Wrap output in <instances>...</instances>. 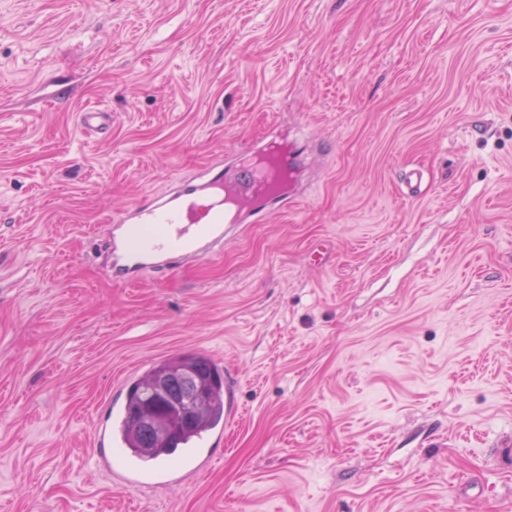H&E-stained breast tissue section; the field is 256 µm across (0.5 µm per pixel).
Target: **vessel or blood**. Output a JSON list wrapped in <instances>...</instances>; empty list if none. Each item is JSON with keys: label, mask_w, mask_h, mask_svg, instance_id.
I'll return each instance as SVG.
<instances>
[{"label": "vessel or blood", "mask_w": 512, "mask_h": 512, "mask_svg": "<svg viewBox=\"0 0 512 512\" xmlns=\"http://www.w3.org/2000/svg\"><path fill=\"white\" fill-rule=\"evenodd\" d=\"M287 168L288 159L279 152L265 169L238 167L234 182L215 176L124 212L112 227L116 275L127 279L150 268L171 271L207 257L224 242L225 198L242 203L279 198L278 174Z\"/></svg>", "instance_id": "b4317fda"}]
</instances>
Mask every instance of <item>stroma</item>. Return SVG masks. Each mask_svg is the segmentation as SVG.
I'll use <instances>...</instances> for the list:
<instances>
[{
	"label": "stroma",
	"instance_id": "obj_1",
	"mask_svg": "<svg viewBox=\"0 0 512 512\" xmlns=\"http://www.w3.org/2000/svg\"><path fill=\"white\" fill-rule=\"evenodd\" d=\"M273 137L286 207L113 278ZM179 351L239 415L129 484L95 426ZM0 512H512V0H0ZM287 169L288 159L279 151L264 170L238 167L232 183L214 176L124 212L113 219L115 274L129 279L145 269L171 271L179 263L207 257L223 244L226 224L237 223L240 217V206L231 219L225 216L224 198L230 196L240 205L259 198L280 199L278 172Z\"/></svg>",
	"mask_w": 512,
	"mask_h": 512
}]
</instances>
